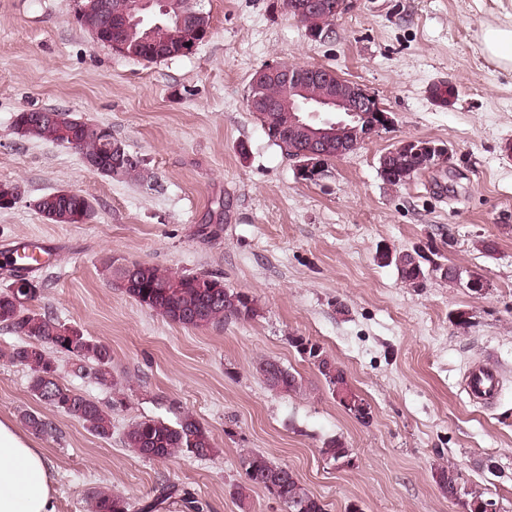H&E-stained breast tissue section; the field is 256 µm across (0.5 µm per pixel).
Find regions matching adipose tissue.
<instances>
[{
  "label": "adipose tissue",
  "mask_w": 512,
  "mask_h": 512,
  "mask_svg": "<svg viewBox=\"0 0 512 512\" xmlns=\"http://www.w3.org/2000/svg\"><path fill=\"white\" fill-rule=\"evenodd\" d=\"M0 512H54L42 449L0 420Z\"/></svg>",
  "instance_id": "1"
}]
</instances>
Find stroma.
Segmentation results:
<instances>
[{"label":"stroma","mask_w":512,"mask_h":512,"mask_svg":"<svg viewBox=\"0 0 512 512\" xmlns=\"http://www.w3.org/2000/svg\"><path fill=\"white\" fill-rule=\"evenodd\" d=\"M201 5L209 37L189 55L146 63L95 42L77 21L78 0H0V182L22 190L0 210V245L54 244L33 307L111 347L114 387L73 385L121 400L110 440L57 413L54 435L33 437L55 512H91V492L104 488L137 505L165 480L206 512H283L260 489L242 505L231 498L247 448L288 465L328 512H455L433 478L448 466L497 512H512V69L479 44L485 26L512 23V0H351L320 40L284 0ZM279 63L335 70L378 99L391 127L336 158L323 182L302 180L246 105L253 74ZM442 80L457 89L443 106L429 94ZM34 108L110 126L143 179L109 178L70 147L19 138L14 117ZM409 138L446 145L450 158L390 185L379 159ZM60 189L88 196L94 220L42 218L35 201ZM203 224L216 236H200ZM383 247L440 250L461 278L409 287L380 263ZM109 260L220 274L259 313L221 328L172 324L111 285ZM472 275L483 291L467 288ZM292 336L342 364L371 406L370 425L338 405ZM260 357L299 373L303 391L270 390L254 368ZM476 361L503 375L488 407L461 389ZM28 377L0 359V420L17 425L23 411L42 410ZM179 411L210 430L214 458L159 463L126 448L128 424ZM332 437L351 448L350 463L321 454Z\"/></svg>","instance_id":"stroma-1"}]
</instances>
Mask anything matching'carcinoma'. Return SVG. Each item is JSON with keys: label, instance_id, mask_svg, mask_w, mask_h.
<instances>
[{"label": "carcinoma", "instance_id": "obj_1", "mask_svg": "<svg viewBox=\"0 0 512 512\" xmlns=\"http://www.w3.org/2000/svg\"><path fill=\"white\" fill-rule=\"evenodd\" d=\"M146 27H112L101 31L96 42L105 46L117 43L132 52L130 58L153 63L162 60L157 48L177 51L182 47V31L174 20L162 23L145 36ZM286 84L269 80L260 88L250 87L248 97H264L275 100L280 107L288 106ZM257 119L267 137L285 152L294 147L288 139V113L272 109H258ZM17 135L46 143L67 145L80 154H108L107 144L98 135V125L67 112L55 117L40 118L34 112H19L14 119ZM394 170L384 178L387 183L403 185L421 171L416 158L400 154L393 160ZM73 215L71 223L80 218L91 221L95 211L90 199L77 192L66 198ZM60 200L49 194L36 200L35 207L47 221L58 224L54 217ZM23 259L9 270L11 287L0 291V323L12 329L22 341L4 354L7 361L29 371L30 392L51 410L72 417L102 440L112 438V412L116 401L106 405L63 381L58 366L59 358H66L72 376L104 386H112V349L109 345L84 335L58 321L51 314L32 309L41 288L30 291L23 283L29 281ZM397 270L401 281L412 288H421L434 271L450 280L460 279L461 273L439 261H431L425 267L411 252L395 251L389 260ZM135 270L121 265L113 268V285L122 289L140 305L156 312L167 321L185 328L222 327L228 322H244L258 315L257 301L249 293L226 287L222 276L214 273L182 274L163 270L156 266L135 263ZM235 300L224 302V292ZM289 345L312 365L323 378L331 395H345L360 399L361 406L346 408L360 424L370 425L372 409L365 399L359 398L346 386V371L319 343L306 336H291ZM257 366L278 367L279 377L269 388L283 395H292L302 388V377L280 365L275 359L265 358ZM22 422L33 434L51 436L56 431L53 421L37 411L22 414ZM124 444L139 457L164 462L178 455L207 460L215 455L216 448L210 431L194 415L182 412L173 421L160 418H144L132 422L124 431ZM321 454L336 463L349 459L352 450L342 440L333 438L323 444ZM245 483L234 484L230 496L243 503L253 488L265 490L284 506L285 512H326L325 504L303 486L297 475L286 464H278L261 452L248 450L241 457ZM436 483L448 490L456 512H488L495 501L483 492L469 486L462 474L448 466L436 471ZM180 497L190 512H204L206 504L190 491L174 483H162L154 490L153 499L139 508V512H155L173 497ZM92 512H130L129 502L110 490L91 493Z\"/></svg>", "mask_w": 512, "mask_h": 512}]
</instances>
